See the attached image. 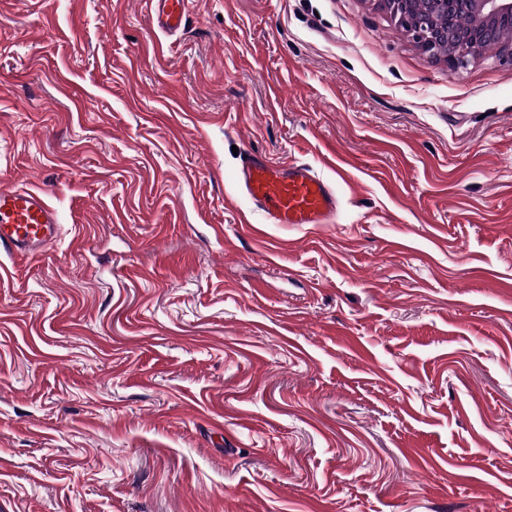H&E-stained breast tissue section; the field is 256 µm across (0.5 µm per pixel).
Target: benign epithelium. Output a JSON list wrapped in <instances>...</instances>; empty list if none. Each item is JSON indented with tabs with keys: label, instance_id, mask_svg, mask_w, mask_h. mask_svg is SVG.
<instances>
[{
	"label": "benign epithelium",
	"instance_id": "obj_1",
	"mask_svg": "<svg viewBox=\"0 0 512 512\" xmlns=\"http://www.w3.org/2000/svg\"><path fill=\"white\" fill-rule=\"evenodd\" d=\"M405 30L412 34L420 49L456 71L478 56L477 45L493 42L496 57L512 63V32L504 34L502 24L512 20V0H446L448 10L439 15L426 7L427 0H378ZM465 12L471 26L459 30L452 17Z\"/></svg>",
	"mask_w": 512,
	"mask_h": 512
}]
</instances>
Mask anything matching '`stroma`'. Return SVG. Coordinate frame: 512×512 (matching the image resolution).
<instances>
[{
    "instance_id": "obj_1",
    "label": "stroma",
    "mask_w": 512,
    "mask_h": 512,
    "mask_svg": "<svg viewBox=\"0 0 512 512\" xmlns=\"http://www.w3.org/2000/svg\"><path fill=\"white\" fill-rule=\"evenodd\" d=\"M334 224L250 212L239 151ZM0 512H512V64L377 0H0ZM145 9L153 28L167 36L178 34L185 26L188 0H145ZM237 182L268 224H333L340 210L336 186L308 164H281L245 150ZM59 216L39 190L0 189V253L35 256L58 238Z\"/></svg>"
}]
</instances>
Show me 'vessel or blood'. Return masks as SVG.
<instances>
[{"mask_svg": "<svg viewBox=\"0 0 512 512\" xmlns=\"http://www.w3.org/2000/svg\"><path fill=\"white\" fill-rule=\"evenodd\" d=\"M189 0H144L153 28L165 35L185 26ZM240 192L269 224H332L340 210L333 182L304 163L281 164L244 151L237 172ZM59 216L38 190L0 189V253L37 255L58 238Z\"/></svg>", "mask_w": 512, "mask_h": 512, "instance_id": "obj_1", "label": "vessel or blood"}]
</instances>
